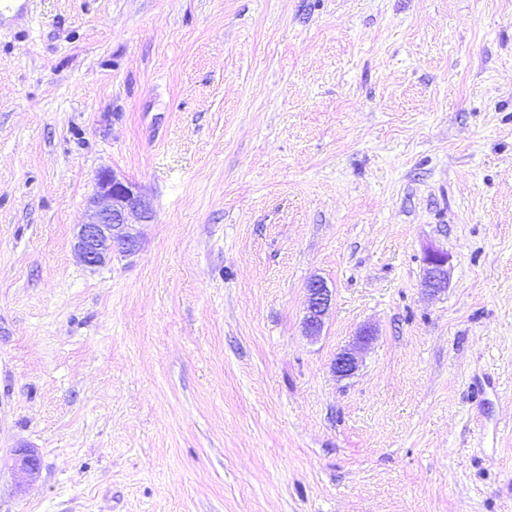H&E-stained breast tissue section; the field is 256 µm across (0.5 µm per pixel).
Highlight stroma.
Segmentation results:
<instances>
[{
  "mask_svg": "<svg viewBox=\"0 0 512 512\" xmlns=\"http://www.w3.org/2000/svg\"><path fill=\"white\" fill-rule=\"evenodd\" d=\"M33 11L0 26V512H512V0ZM102 169L152 219L89 268ZM424 272L421 286L430 293H440L448 286L449 256L448 252L430 246L425 253ZM307 307L302 327L305 336H319L325 325V318L332 308L333 295L321 278H313L307 284ZM375 335L376 329L374 327L370 325L361 327L356 334L355 345L339 352L333 360L331 364L333 374L341 379L352 376L359 367L358 351L369 345Z\"/></svg>",
  "mask_w": 512,
  "mask_h": 512,
  "instance_id": "35a3bbf8",
  "label": "stroma"
}]
</instances>
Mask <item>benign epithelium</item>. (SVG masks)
I'll return each mask as SVG.
<instances>
[{
  "label": "benign epithelium",
  "instance_id": "obj_1",
  "mask_svg": "<svg viewBox=\"0 0 512 512\" xmlns=\"http://www.w3.org/2000/svg\"><path fill=\"white\" fill-rule=\"evenodd\" d=\"M89 221L78 226L74 251L89 268H96L117 253L124 257L133 255L139 247L137 224L151 220L152 206L149 199L135 183L121 178L113 171L103 169L95 176L94 189L87 200ZM421 286L430 293H440L448 287V252L429 247L424 258ZM307 307L303 317L304 335L321 334L325 318L332 308L333 295L320 278L307 284ZM376 336V329L365 325L357 332L355 345L342 350L331 364L333 374L341 379L352 376L359 367L358 351L369 345ZM18 471L25 480L34 479L40 468L37 454L27 448L17 451Z\"/></svg>",
  "mask_w": 512,
  "mask_h": 512
}]
</instances>
